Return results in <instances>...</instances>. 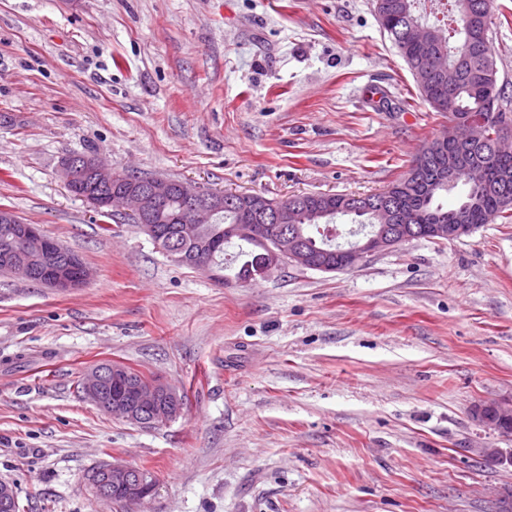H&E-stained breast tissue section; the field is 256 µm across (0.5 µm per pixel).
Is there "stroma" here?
Masks as SVG:
<instances>
[{"label":"stroma","instance_id":"1","mask_svg":"<svg viewBox=\"0 0 512 512\" xmlns=\"http://www.w3.org/2000/svg\"><path fill=\"white\" fill-rule=\"evenodd\" d=\"M492 16L512 95V0ZM447 123L373 0H0V209L94 273L68 293L0 274V480L23 512H124L87 484L105 462L153 475L133 512H497L512 465L464 451L512 448L473 416L512 400V221L222 284L59 170L370 194ZM104 363L183 392L180 416L100 411L80 387ZM60 172L69 190H72L74 184L82 173L91 175L94 180V185L99 189L105 190L112 188L103 192L106 195L108 202L105 209L107 214H104V216L109 215L110 210L114 208L112 205V197H117L124 188L123 183H119L112 187V184L115 183L119 175L108 169L96 156H67L60 162Z\"/></svg>","mask_w":512,"mask_h":512}]
</instances>
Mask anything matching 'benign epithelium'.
Wrapping results in <instances>:
<instances>
[{
  "label": "benign epithelium",
  "mask_w": 512,
  "mask_h": 512,
  "mask_svg": "<svg viewBox=\"0 0 512 512\" xmlns=\"http://www.w3.org/2000/svg\"><path fill=\"white\" fill-rule=\"evenodd\" d=\"M427 75L448 81L453 87L458 82V72L436 59H431ZM490 121L484 115H472L467 120L448 124V129L435 142L441 146L463 148L473 141L487 137ZM60 172L67 188H73L81 174L93 177L94 185L105 190L112 187L118 174L108 169L96 156H67L60 162ZM177 193L188 206L189 223L180 227L181 235L192 241L200 239L202 227L211 224L219 211L227 204L241 202L239 219L232 225V233L240 238L256 235V221L264 212H270L280 224L293 223L296 207L283 209L278 200L260 193L216 192L202 187H190L184 182L147 178L132 183L119 198L118 207L129 213L134 221L159 248H164L165 236L156 224V216L169 197ZM379 225L373 235L362 244H355L343 252L342 267L351 269L364 258L398 245L414 225L407 217L386 203L376 206ZM0 222L16 224V234L28 246L26 251H6L3 261L10 274L27 281H37L45 288L64 293L84 286L90 280V270L77 254H64L62 245L45 234L38 225L26 224L7 210H0ZM471 224H457L454 217L448 223L434 219L424 225L437 240H453L468 235ZM267 260L260 271L262 277L271 275L288 265L331 271V264L309 252L296 233L282 230L270 238L266 245ZM81 392L100 410L131 424L147 427L163 424L176 418L183 408L182 393L159 381L137 382L123 371L112 366L94 368L82 381ZM476 419L494 430L500 423L512 419V404L497 402L491 411H474ZM94 493L99 497L111 496L120 504L141 501L152 495L155 480L146 471L129 465L103 464L91 477ZM18 497L15 487L0 481V512H16Z\"/></svg>",
  "instance_id": "obj_1"
}]
</instances>
